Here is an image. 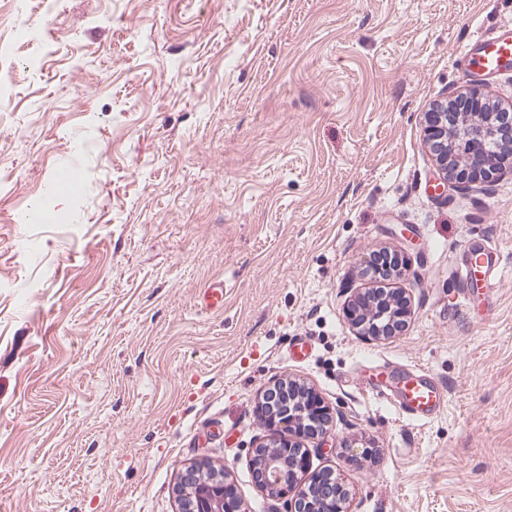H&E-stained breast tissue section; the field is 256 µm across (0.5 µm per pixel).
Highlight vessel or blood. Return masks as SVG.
<instances>
[{
    "label": "vessel or blood",
    "mask_w": 512,
    "mask_h": 512,
    "mask_svg": "<svg viewBox=\"0 0 512 512\" xmlns=\"http://www.w3.org/2000/svg\"><path fill=\"white\" fill-rule=\"evenodd\" d=\"M478 68L495 70L512 64V38L488 37L476 59ZM498 262L494 251L479 245L469 246L461 276L467 286L492 288L497 278ZM377 395L393 403L399 411L416 421H427L445 405L443 390L418 374L372 377Z\"/></svg>",
    "instance_id": "1"
}]
</instances>
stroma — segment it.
<instances>
[{"instance_id": "stroma-1", "label": "stroma", "mask_w": 512, "mask_h": 512, "mask_svg": "<svg viewBox=\"0 0 512 512\" xmlns=\"http://www.w3.org/2000/svg\"><path fill=\"white\" fill-rule=\"evenodd\" d=\"M509 27L512 0H0V512H178L194 463L281 512L250 459L289 377L333 411L310 460L350 512H512V177L438 188L422 138L447 96L512 103L470 65ZM383 247L414 314L366 342L343 307ZM375 365L444 408L406 419ZM461 276L470 288L490 289L497 278L498 262L494 251L479 245H470L467 249Z\"/></svg>"}]
</instances>
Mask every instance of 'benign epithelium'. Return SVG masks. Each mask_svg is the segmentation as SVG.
<instances>
[{
  "label": "benign epithelium",
  "instance_id": "obj_1",
  "mask_svg": "<svg viewBox=\"0 0 512 512\" xmlns=\"http://www.w3.org/2000/svg\"><path fill=\"white\" fill-rule=\"evenodd\" d=\"M423 140L441 173L440 179L467 189L512 176V105L492 103L476 91L457 94L425 113ZM396 265L379 273L374 258L363 274L376 283L398 277ZM411 297L401 288H369L348 300L344 312L355 335L364 341L392 338L408 327ZM266 442L252 449L255 485L287 498L286 512H347L348 494L330 469L313 471L305 442L325 439L333 413L314 389L280 380L258 402ZM307 486L288 497L298 476ZM179 512H244L235 486L222 469L187 468L176 487Z\"/></svg>",
  "mask_w": 512,
  "mask_h": 512
}]
</instances>
